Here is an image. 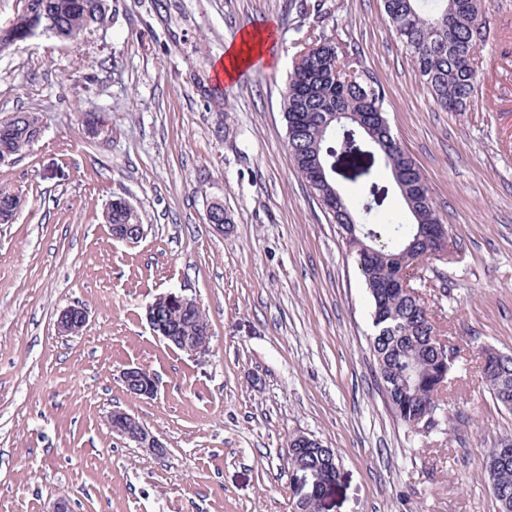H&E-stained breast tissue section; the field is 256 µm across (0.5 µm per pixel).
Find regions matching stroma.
<instances>
[{
	"label": "stroma",
	"mask_w": 512,
	"mask_h": 512,
	"mask_svg": "<svg viewBox=\"0 0 512 512\" xmlns=\"http://www.w3.org/2000/svg\"><path fill=\"white\" fill-rule=\"evenodd\" d=\"M320 3L112 0L105 29L0 54V121L34 111L44 127L0 164V188L23 200L0 224V512L61 497L73 512H293L311 485L288 460L297 433L339 459L318 512H497L482 456L512 434V412L483 386L481 350L512 354V0L484 2L465 112L434 103L382 0ZM247 26L269 31L265 61L216 91L215 62ZM323 31L384 88L391 131L457 240L413 282L461 349L426 436L386 404L369 294L289 153L287 76ZM115 195L142 218L138 243L103 220ZM170 292L206 309V355L151 331L146 309ZM77 304L87 326L59 335ZM130 365L154 373L156 397L126 392ZM115 409L166 454L112 434ZM89 319L88 311L80 306L73 305L62 310L56 320V328L63 336H77L83 331Z\"/></svg>",
	"instance_id": "obj_1"
}]
</instances>
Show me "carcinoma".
Here are the masks:
<instances>
[{"label":"carcinoma","instance_id":"obj_1","mask_svg":"<svg viewBox=\"0 0 512 512\" xmlns=\"http://www.w3.org/2000/svg\"><path fill=\"white\" fill-rule=\"evenodd\" d=\"M389 25L405 47L420 81L437 106L448 112L470 108L478 78L477 42L482 38L483 0H383ZM111 0H27L8 27H0V53L27 41L32 30L60 41L75 42L88 31L106 27ZM386 94L349 61L336 39L323 32L299 51L283 95L288 149L329 223L337 226L354 255L373 307L372 356L386 403L408 429L426 434L438 426L444 402L440 383L448 381L454 361L439 350L435 327L424 301L398 286L414 265L442 261L434 243L421 231L443 223L426 178L413 157L391 133L385 117ZM376 112L369 133L364 113ZM29 147L21 137L0 133V154L15 158ZM389 170L393 185L412 221L372 224L389 187L371 182L369 196L351 206L341 186L370 182L376 161ZM115 196L103 218L107 224H139L136 210ZM492 368L482 369L491 397L512 410V354L485 350ZM302 464L321 474L318 491L336 481L338 472L323 465L315 449L300 456ZM485 474L498 512H512V452L484 454Z\"/></svg>","mask_w":512,"mask_h":512}]
</instances>
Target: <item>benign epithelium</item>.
<instances>
[{"label": "benign epithelium", "instance_id": "1", "mask_svg": "<svg viewBox=\"0 0 512 512\" xmlns=\"http://www.w3.org/2000/svg\"><path fill=\"white\" fill-rule=\"evenodd\" d=\"M112 237L126 243H136L145 235L142 224H115L111 226ZM187 305L193 308V324L181 335H174L164 315L176 306ZM147 321L156 336L170 347H174L190 356H201L209 352L211 341L210 323L200 302L182 294L167 293L156 298L146 311ZM89 319L88 311L73 305L62 310L56 320V328L63 336H77L83 331ZM123 385L135 398L151 399L157 393V384L153 373L143 366H130L121 371ZM112 433L121 439L142 449L146 455L159 458L166 453V445L140 419L122 409L110 412L107 418Z\"/></svg>", "mask_w": 512, "mask_h": 512}]
</instances>
